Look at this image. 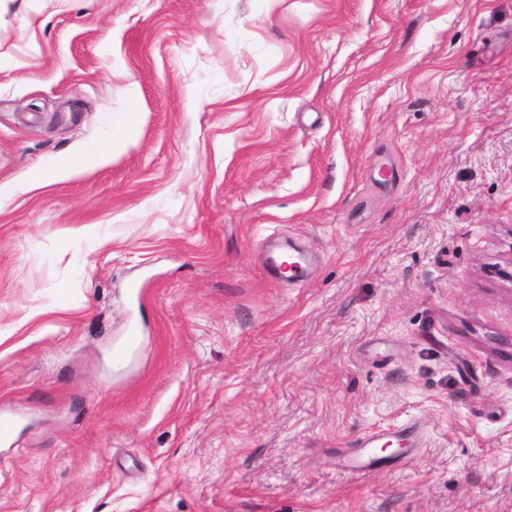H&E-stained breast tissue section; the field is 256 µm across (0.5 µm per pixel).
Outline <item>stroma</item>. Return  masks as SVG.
I'll return each mask as SVG.
<instances>
[{"label": "stroma", "mask_w": 512, "mask_h": 512, "mask_svg": "<svg viewBox=\"0 0 512 512\" xmlns=\"http://www.w3.org/2000/svg\"><path fill=\"white\" fill-rule=\"evenodd\" d=\"M2 406L0 512H512V0H5ZM112 153V143L109 144L105 152L90 150L79 160L66 159L61 162L57 167V173L59 176H66L81 167L92 168L102 162L106 157H110ZM265 269L271 277L287 279L288 281L299 280L303 278L306 268V258L300 253L288 255V273H284L283 262L278 261V257H268L266 259ZM21 416L10 410H0V444H15ZM395 439L405 442L410 446H417L421 439V429L413 422L397 424L389 428L369 431L355 441L354 447L357 450L347 458L343 469L353 475H359L363 471L376 466L378 457L373 452L383 440Z\"/></svg>", "instance_id": "1"}]
</instances>
